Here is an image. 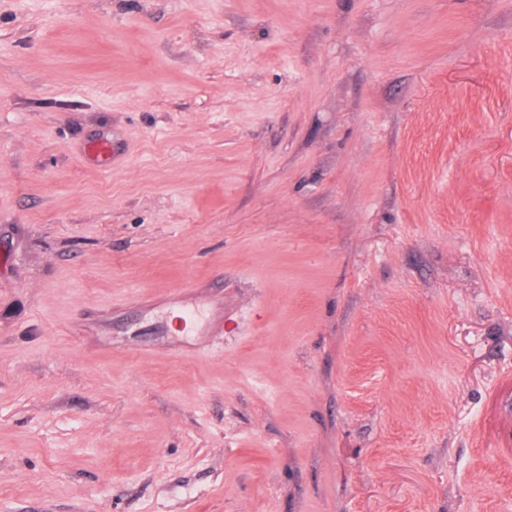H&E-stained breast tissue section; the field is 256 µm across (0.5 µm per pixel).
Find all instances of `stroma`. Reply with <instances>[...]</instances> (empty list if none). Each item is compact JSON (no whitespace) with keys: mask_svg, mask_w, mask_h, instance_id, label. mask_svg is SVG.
I'll return each instance as SVG.
<instances>
[{"mask_svg":"<svg viewBox=\"0 0 512 512\" xmlns=\"http://www.w3.org/2000/svg\"><path fill=\"white\" fill-rule=\"evenodd\" d=\"M0 512H512V0H0Z\"/></svg>","mask_w":512,"mask_h":512,"instance_id":"35a3bbf8","label":"stroma"}]
</instances>
